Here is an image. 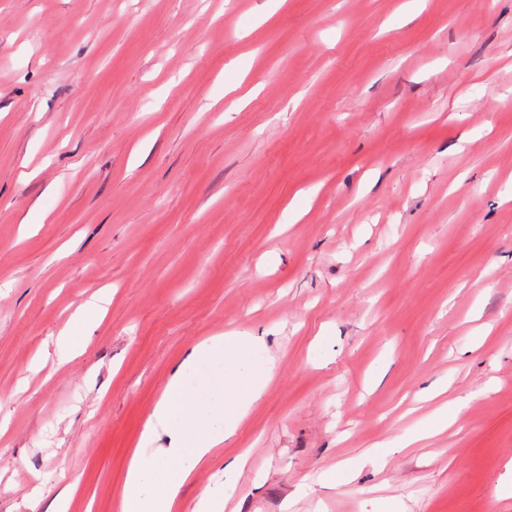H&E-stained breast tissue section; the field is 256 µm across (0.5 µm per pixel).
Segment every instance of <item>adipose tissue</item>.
Wrapping results in <instances>:
<instances>
[{"mask_svg":"<svg viewBox=\"0 0 512 512\" xmlns=\"http://www.w3.org/2000/svg\"><path fill=\"white\" fill-rule=\"evenodd\" d=\"M274 368L262 338L248 332L231 331L193 345L144 426L140 444L154 446L156 461L133 457L121 512H172L193 470L235 436ZM162 434L168 443L160 447Z\"/></svg>","mask_w":512,"mask_h":512,"instance_id":"obj_1","label":"adipose tissue"}]
</instances>
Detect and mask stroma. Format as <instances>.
<instances>
[{
    "label": "stroma",
    "instance_id": "35a3bbf8",
    "mask_svg": "<svg viewBox=\"0 0 512 512\" xmlns=\"http://www.w3.org/2000/svg\"><path fill=\"white\" fill-rule=\"evenodd\" d=\"M231 330L274 379L176 512L243 453L224 512H512V0H0V512H120ZM111 301L109 288H102L87 300L76 313L74 319L82 328L100 320L107 311V305ZM83 337L84 336H72L67 330L60 332L54 341L56 356L60 363L69 361L78 353L79 345Z\"/></svg>",
    "mask_w": 512,
    "mask_h": 512
}]
</instances>
